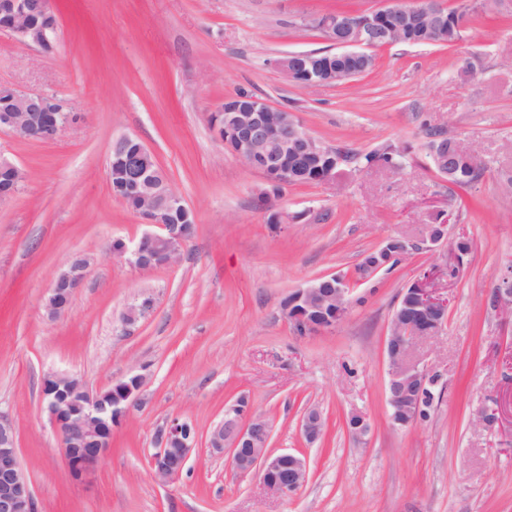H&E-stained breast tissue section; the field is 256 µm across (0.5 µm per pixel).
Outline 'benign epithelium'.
Returning <instances> with one entry per match:
<instances>
[{
    "label": "benign epithelium",
    "instance_id": "benign-epithelium-1",
    "mask_svg": "<svg viewBox=\"0 0 512 512\" xmlns=\"http://www.w3.org/2000/svg\"><path fill=\"white\" fill-rule=\"evenodd\" d=\"M50 9L48 0H0V31L11 35L22 47H37L44 53L55 49L57 27L53 23L35 24L33 8ZM315 27L330 48L323 51L294 52L281 56L274 66L284 77L305 87L339 84L369 72L375 65L371 50L403 40L410 31H418L434 43L448 37V16L433 0H382L376 9L359 13L352 19L327 12L314 18ZM6 99L0 102V130L18 138L38 131L51 141L77 115L63 110V105L45 93H24L9 84L3 85ZM224 123L217 114L209 123L224 148L246 168L264 178L281 175L284 182H295L307 166L329 161L336 166L341 158L312 136L286 108H274L253 95L221 109ZM453 154L448 159L432 157L435 166L458 160L478 163L479 155L463 150L460 141L448 139ZM15 172L18 185L0 190V201L13 198L25 179L24 171L9 158L0 155V171ZM114 197L134 205L145 223L157 227L144 233L131 245L115 238L110 253L128 261L137 269H157L172 265L192 237V225L171 224L167 214L189 213L190 207L172 188L160 166L152 165L145 148H139L130 165L122 170V181ZM448 225H425L415 245L434 251L447 244ZM89 258L75 255L67 268L54 280L45 303L47 316L54 320L68 312L76 288L87 275ZM334 274L324 281H309L294 291V316L310 331L331 330L348 314L350 289ZM496 304L512 313V274L500 278L494 296ZM448 318V296L430 286V275H423L410 285V292L396 306L386 340L389 367L388 402L395 426L408 423L407 397L421 390L430 374L427 363L417 354L420 344L437 335ZM144 376L135 374L119 380L102 391H92L76 374L50 372L42 380L45 408L57 431L71 476L80 480L109 451L112 432L126 417L127 411L141 394ZM237 405L224 410V418L207 436L206 447L217 455L228 454L231 467L241 475L257 473L263 486L274 495L286 497L306 482V460L295 453H275L268 448L272 426L251 409L239 414ZM300 431L313 444L323 434L322 415L316 408L305 410ZM198 443L196 429L186 421L173 419L160 428L154 438L155 451L150 456L153 475L163 482H173L185 470ZM0 512H36L33 491L21 463L16 433L11 420L0 412Z\"/></svg>",
    "mask_w": 512,
    "mask_h": 512
}]
</instances>
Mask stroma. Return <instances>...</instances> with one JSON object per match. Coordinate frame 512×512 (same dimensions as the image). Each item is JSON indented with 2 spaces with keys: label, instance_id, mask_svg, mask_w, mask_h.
<instances>
[{
  "label": "stroma",
  "instance_id": "stroma-1",
  "mask_svg": "<svg viewBox=\"0 0 512 512\" xmlns=\"http://www.w3.org/2000/svg\"><path fill=\"white\" fill-rule=\"evenodd\" d=\"M378 4L53 0L54 54L0 32V83L53 95L79 116L48 142L0 133V154L27 175L0 202V412L13 421L37 512H512V316L493 303L512 266V21L477 6L456 44L375 49L374 68L343 84L303 88L274 67L287 53L326 49L316 15ZM240 91L296 113L329 147L363 154L392 144L406 161L348 163L328 182L284 185L278 204L289 221L268 223L263 175L227 152L208 120ZM431 129L482 156L471 189L432 169ZM123 135L146 145L194 212L195 232L171 266L140 270L109 251L112 239L148 229L109 187L112 143ZM437 210L449 242L470 251L436 281L448 321L424 353L444 383L440 400L428 421L398 427L388 326L403 290L445 259L414 250L367 282L355 267L386 238H418ZM76 254L92 268L68 313L49 320V288ZM327 274L351 279L350 312L334 329L298 332L281 301ZM146 297L149 315L124 324ZM49 372L77 374L94 390L146 378L109 453L80 481L42 403ZM241 397L271 423L272 451L305 456L301 489L273 495L202 444L178 480L153 476L158 429L187 419L207 436ZM497 405L493 429L478 425ZM311 406L327 423L314 444L299 429ZM354 411L370 423L358 441L345 425Z\"/></svg>",
  "mask_w": 512,
  "mask_h": 512
}]
</instances>
